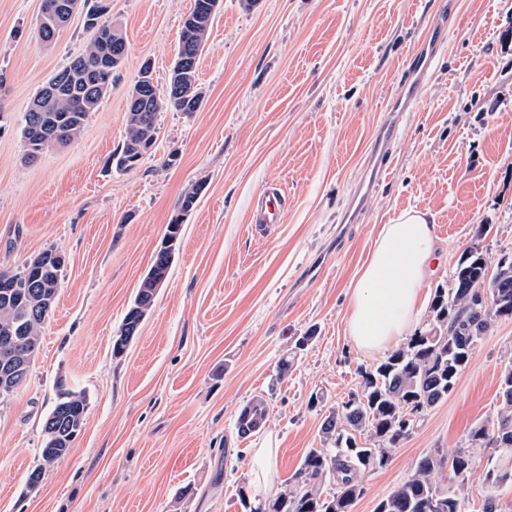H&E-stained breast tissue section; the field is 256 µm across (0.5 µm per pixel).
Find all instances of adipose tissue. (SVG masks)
<instances>
[{"mask_svg":"<svg viewBox=\"0 0 512 512\" xmlns=\"http://www.w3.org/2000/svg\"><path fill=\"white\" fill-rule=\"evenodd\" d=\"M436 261L434 221L407 209L383 225L349 291L347 331L355 346L379 352L395 346L417 325L422 290Z\"/></svg>","mask_w":512,"mask_h":512,"instance_id":"ef3b65f1","label":"adipose tissue"}]
</instances>
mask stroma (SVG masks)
<instances>
[{"label": "stroma", "instance_id": "35a3bbf8", "mask_svg": "<svg viewBox=\"0 0 512 512\" xmlns=\"http://www.w3.org/2000/svg\"><path fill=\"white\" fill-rule=\"evenodd\" d=\"M125 59L73 142L24 162L23 116L37 92L90 47L74 16L40 40L42 0H0V264L52 249L66 265L25 384L0 398V512H254L299 480L322 421L382 361L346 333L347 290L383 224L429 212L440 265L424 291L451 288L460 259L512 257V0H223L199 61L204 99L160 112L150 157L121 171L126 103L141 66L166 89L193 0H110ZM430 67L403 104L410 70ZM392 135L368 195L367 156ZM175 164H168V156ZM281 223L257 227L269 185ZM202 192L181 213L185 193ZM181 236L153 308L122 355L126 311L172 218ZM315 337L288 376L279 359ZM512 363V320L474 347L448 398L426 410L382 468L360 471L353 512L377 503L427 456L472 457L471 501L485 494L491 424ZM83 393V428L36 489L42 427L59 388ZM268 415L249 437L254 398ZM277 450L255 493L256 448ZM267 407L263 398H255L249 405L245 406L237 419L236 427L239 436H249L265 422ZM259 427V428H260Z\"/></svg>", "mask_w": 512, "mask_h": 512}]
</instances>
